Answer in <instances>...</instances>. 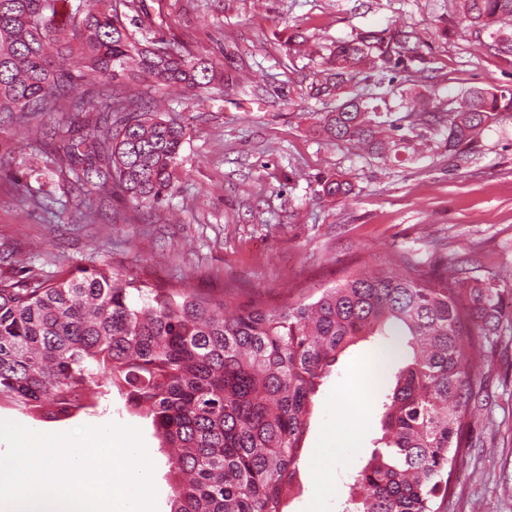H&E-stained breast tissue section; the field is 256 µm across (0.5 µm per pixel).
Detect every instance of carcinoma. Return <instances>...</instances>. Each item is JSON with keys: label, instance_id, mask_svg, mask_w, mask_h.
<instances>
[{"label": "carcinoma", "instance_id": "cac0c4a2", "mask_svg": "<svg viewBox=\"0 0 512 512\" xmlns=\"http://www.w3.org/2000/svg\"><path fill=\"white\" fill-rule=\"evenodd\" d=\"M60 0H0V115L39 118L57 141L45 170L70 189L118 187L140 207L173 193L186 129L163 117L156 93L193 96L215 79L211 60L143 42L112 0L63 15ZM462 30L489 33L512 52V0H461ZM412 35L362 31L336 43L312 87L336 100L319 127L338 147L398 156L410 139L380 111L381 89L420 60ZM98 86L95 119L74 81ZM140 81L136 99L116 92ZM512 111V91L469 88L448 108V151ZM345 198L346 179L320 181ZM504 289L461 262L445 271L399 255L353 271L304 301L232 310L193 288L152 285L112 267H77L54 279L0 278V402L59 418L94 409L115 388L151 419L170 449L177 484L170 512H284L301 464L312 398L338 356L381 337L391 383L381 437L340 512H439L482 405L477 344L498 335Z\"/></svg>", "mask_w": 512, "mask_h": 512}]
</instances>
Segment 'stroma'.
<instances>
[{
    "label": "stroma",
    "mask_w": 512,
    "mask_h": 512,
    "mask_svg": "<svg viewBox=\"0 0 512 512\" xmlns=\"http://www.w3.org/2000/svg\"><path fill=\"white\" fill-rule=\"evenodd\" d=\"M130 30L184 54L209 55L238 87L198 102L169 99L166 116L187 129L182 174L152 208L101 195L94 221L59 176L32 178L52 145L33 142V120L0 123V277L49 279L76 266L111 265L152 284L188 285L241 309L276 307L310 295L348 271L405 253L442 267L476 261V276L512 282V112L501 113L472 149L452 155L443 133L405 115L389 96L404 131L424 134L428 150L391 159L336 147L314 115L332 99L315 95L321 55L302 56L288 40L302 34L322 48L357 32H414L420 59L399 71V91L430 92L444 106L472 87H512V53L489 35L463 32L457 0H121ZM342 176L353 192L333 200L321 179ZM25 184L18 193L16 184ZM369 338L340 354L313 397L302 465L286 512H337L351 477L381 435L387 383L358 392L356 376L376 365ZM488 405L473 448L459 458L441 512H512V317L497 342L480 352ZM0 419L37 432L124 425L140 431L154 464L158 512H169L173 474L150 420L126 408L118 392L99 406L45 421L0 403ZM329 466L318 469L320 457Z\"/></svg>",
    "instance_id": "obj_1"
}]
</instances>
